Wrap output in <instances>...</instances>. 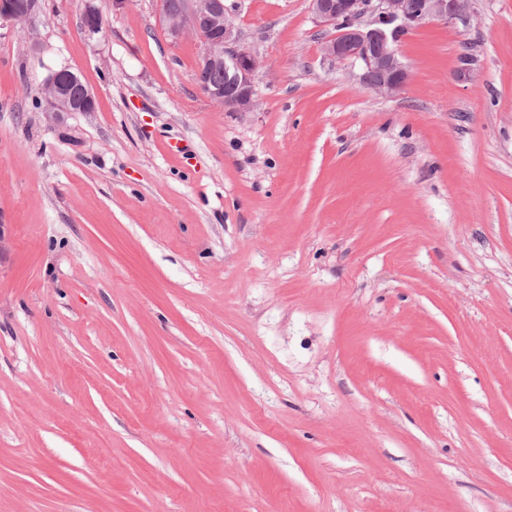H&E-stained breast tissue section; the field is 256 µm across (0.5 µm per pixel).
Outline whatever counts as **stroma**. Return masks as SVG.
Returning <instances> with one entry per match:
<instances>
[{"label": "stroma", "instance_id": "stroma-1", "mask_svg": "<svg viewBox=\"0 0 512 512\" xmlns=\"http://www.w3.org/2000/svg\"><path fill=\"white\" fill-rule=\"evenodd\" d=\"M86 1L0 23V512H512V0L392 96L225 0L245 114L161 0ZM79 80L68 67L51 70L44 80L42 91L48 111L45 113L52 123L62 124L72 112L95 111V96L87 85H82L80 94L74 93L73 84Z\"/></svg>", "mask_w": 512, "mask_h": 512}]
</instances>
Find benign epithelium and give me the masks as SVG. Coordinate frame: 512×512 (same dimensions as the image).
Returning <instances> with one entry per match:
<instances>
[{
    "label": "benign epithelium",
    "mask_w": 512,
    "mask_h": 512,
    "mask_svg": "<svg viewBox=\"0 0 512 512\" xmlns=\"http://www.w3.org/2000/svg\"><path fill=\"white\" fill-rule=\"evenodd\" d=\"M469 0H310L315 18L332 25L336 33L322 42L325 57L349 61L362 70L360 78L381 95L399 92L408 78L397 42L412 30L430 22L454 25L467 22ZM36 10L33 0L21 5L0 7V20L23 22ZM168 36L175 42L192 33L202 43L205 65H224V72L236 90L224 96V88H210L206 96L226 112L246 113L256 104L255 76L260 68L257 56L241 44L224 0H177L175 6L162 3ZM83 28L88 36L102 32V16L86 3ZM379 75L372 82L370 75ZM79 76L68 67L50 71L42 91L47 117L54 124L63 123L73 112L95 111V96L87 85L79 94L73 84Z\"/></svg>",
    "instance_id": "benign-epithelium-1"
}]
</instances>
